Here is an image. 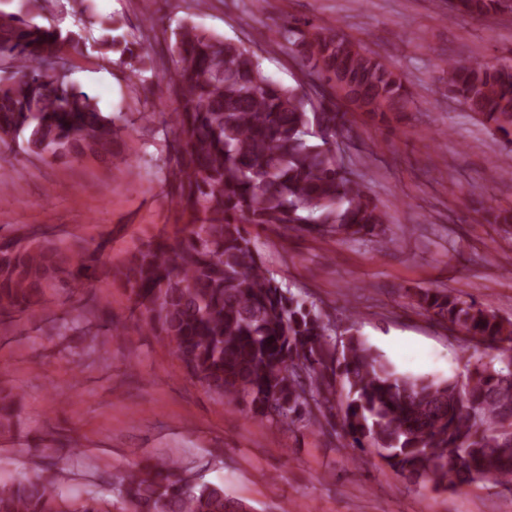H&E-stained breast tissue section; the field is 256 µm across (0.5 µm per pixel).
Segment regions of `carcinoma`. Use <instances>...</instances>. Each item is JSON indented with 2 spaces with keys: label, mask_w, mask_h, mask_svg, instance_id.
<instances>
[{
  "label": "carcinoma",
  "mask_w": 512,
  "mask_h": 512,
  "mask_svg": "<svg viewBox=\"0 0 512 512\" xmlns=\"http://www.w3.org/2000/svg\"><path fill=\"white\" fill-rule=\"evenodd\" d=\"M0 9V63L12 83L0 92V142L24 137L26 152L58 160L114 156L115 120L69 81L64 54L79 53L82 29L34 22L44 0ZM449 16L499 11V0H448ZM107 34L100 45L136 67L141 83L165 86L171 116L176 206L189 220L126 263L112 265L83 244L43 238L22 245L0 236V313L35 311L47 291L72 292L101 275L130 289L143 324L165 336L186 372L227 405L255 419L307 428L335 417L334 386L346 390L343 447L374 450L419 488L453 491L489 478L512 492V319L446 290L422 289L416 304L493 351L468 363L465 381L405 375L352 330L338 337L322 309L281 287L247 227L320 239L380 235L385 213L336 160L346 113L336 102L386 120L408 112L405 79L364 48L307 18L274 31L319 81L344 95L311 97L274 81L259 55L186 22L172 32L174 68L158 75L135 34ZM448 91L465 110L508 137L512 158V66L474 57L448 59ZM318 139L313 144L307 136ZM122 512H244L224 486L180 472L175 461L143 463L119 491ZM0 512H110L96 497L71 501L53 481L0 484Z\"/></svg>",
  "instance_id": "carcinoma-1"
}]
</instances>
